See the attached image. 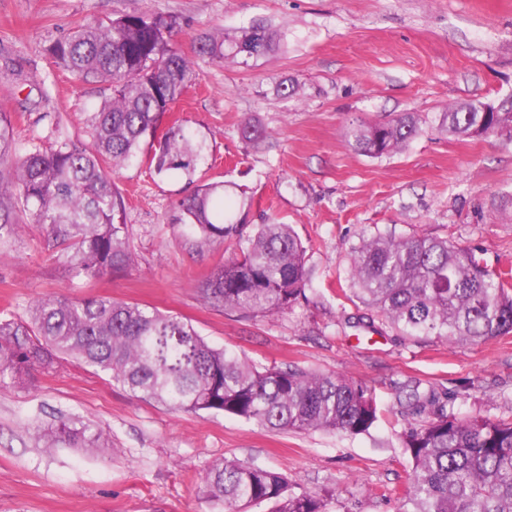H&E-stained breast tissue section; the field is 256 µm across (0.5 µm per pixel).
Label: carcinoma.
I'll use <instances>...</instances> for the list:
<instances>
[{
  "label": "carcinoma",
  "mask_w": 512,
  "mask_h": 512,
  "mask_svg": "<svg viewBox=\"0 0 512 512\" xmlns=\"http://www.w3.org/2000/svg\"><path fill=\"white\" fill-rule=\"evenodd\" d=\"M177 17L134 12L87 21L53 42V61L82 81L104 80L112 95L88 114L86 145L70 138L13 151L10 115L0 112V249L27 224H38L47 248L68 273L91 280L135 266L125 224V199L107 167L139 158L157 175L192 177L205 160V141L177 121L157 134L162 117L199 73L175 47ZM284 35L263 25L199 38L213 60L224 52L245 59L276 50ZM481 101L442 113L441 127L465 136L512 138V95L501 112ZM418 133L414 117L349 127L351 149L381 157ZM241 139L254 144L260 127L246 119ZM224 184L205 183L180 203L194 241L232 246L224 265L202 285L203 299L255 316L282 313L306 299L307 247L291 224L224 223L216 198ZM352 297L407 338L481 342L512 332V270L488 269L481 253L424 233L397 237L376 231L352 247ZM73 356L109 375L132 394L186 412L233 415L271 430L370 434L381 415L372 390L351 377L297 367H259L211 346L177 315L107 297H42L26 317L0 314V385L24 387L32 370L54 354ZM407 427L401 448L411 460L398 512H512V420L459 417L447 393L419 383L397 393ZM425 416L420 424L413 416ZM45 447L105 448L103 435L79 416L44 433ZM203 496L224 512L272 504L271 512H326V496L294 492L282 474L239 460L213 464L201 478Z\"/></svg>",
  "instance_id": "1"
}]
</instances>
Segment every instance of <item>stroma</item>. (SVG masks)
<instances>
[{
    "instance_id": "stroma-1",
    "label": "stroma",
    "mask_w": 512,
    "mask_h": 512,
    "mask_svg": "<svg viewBox=\"0 0 512 512\" xmlns=\"http://www.w3.org/2000/svg\"><path fill=\"white\" fill-rule=\"evenodd\" d=\"M131 12L177 16L173 41L199 77L162 122L203 134L206 160L190 180L137 164L113 171L135 253L129 272L71 278L40 228L26 225L0 251V311L21 317L55 294L146 304L256 365L362 381L383 415L353 438L276 432L171 410L64 355L26 388L0 387V512H224L200 491L222 458L279 472L298 491L333 490L327 512H397L411 461L396 384L445 389L461 417L512 419V333L469 344L372 329L339 282L352 247L376 229L448 239L491 269L512 265V139L453 137L435 122L451 105L512 95V0H0V110L17 153L59 136L87 139L88 113L112 90L75 79L47 48L88 20ZM257 24L286 34L287 50L245 64L196 53L203 34ZM290 82L298 95L281 96ZM407 112L419 132L401 150L377 158L349 147L352 123ZM248 118L264 131L254 145L240 137ZM196 180L223 183L230 223L294 226L308 248L306 303L254 317L204 301L200 285L228 253L198 247L178 221ZM67 415L93 423L107 447H44L43 428Z\"/></svg>"
}]
</instances>
